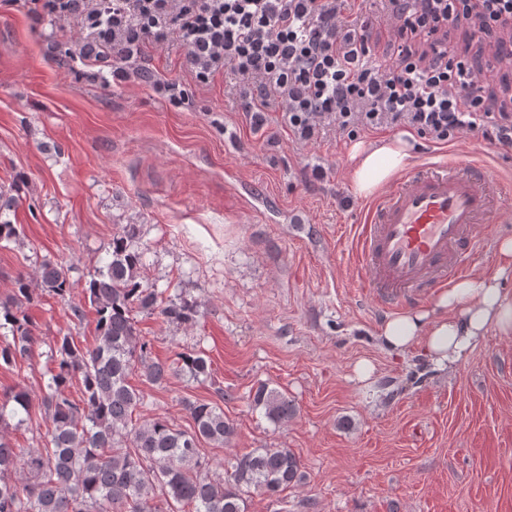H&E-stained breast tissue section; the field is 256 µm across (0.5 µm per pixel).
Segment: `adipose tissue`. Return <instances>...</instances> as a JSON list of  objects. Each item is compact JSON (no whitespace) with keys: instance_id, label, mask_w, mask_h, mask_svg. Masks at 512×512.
Listing matches in <instances>:
<instances>
[{"instance_id":"1","label":"adipose tissue","mask_w":512,"mask_h":512,"mask_svg":"<svg viewBox=\"0 0 512 512\" xmlns=\"http://www.w3.org/2000/svg\"><path fill=\"white\" fill-rule=\"evenodd\" d=\"M406 138L381 139L377 145L355 144L351 149L350 179L355 193L368 196L407 164ZM512 334V294L504 291L499 275L462 279L441 291L429 311L399 315L385 322L380 338L398 351L420 347L435 368L451 369L463 362L489 332Z\"/></svg>"}]
</instances>
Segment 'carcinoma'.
I'll return each instance as SVG.
<instances>
[{
  "instance_id": "cac0c4a2",
  "label": "carcinoma",
  "mask_w": 512,
  "mask_h": 512,
  "mask_svg": "<svg viewBox=\"0 0 512 512\" xmlns=\"http://www.w3.org/2000/svg\"><path fill=\"white\" fill-rule=\"evenodd\" d=\"M22 235L20 225L0 221V242L16 243ZM143 257L138 225L126 224L85 280L84 298L97 315V344L84 349L62 336L50 347L41 399L49 421L43 447L16 448L5 436L10 426L31 422L28 391L15 387L0 393V512H245L244 494L277 497L301 481V462L288 448L237 456L227 477L213 471L201 443L222 447L234 432L216 403L186 404L194 423L190 431L163 417L133 422L144 395L129 377L138 372L156 385L171 375L168 365L151 359L133 308L180 326L195 323L197 314L196 302L143 283ZM39 285L62 300L74 288L69 270L51 262L41 264ZM32 302L24 277L0 302L1 367L20 366L36 343L26 313ZM179 360L178 371L189 380L211 378L202 354L182 353ZM75 381L77 400L68 394ZM251 407L275 428L297 413L286 393L266 384L255 388Z\"/></svg>"
}]
</instances>
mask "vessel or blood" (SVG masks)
<instances>
[{
    "mask_svg": "<svg viewBox=\"0 0 512 512\" xmlns=\"http://www.w3.org/2000/svg\"><path fill=\"white\" fill-rule=\"evenodd\" d=\"M399 182L369 204L356 254L378 306L391 310L466 274L481 246L474 225L496 221L484 182L458 165L415 166Z\"/></svg>",
    "mask_w": 512,
    "mask_h": 512,
    "instance_id": "vessel-or-blood-1",
    "label": "vessel or blood"
}]
</instances>
